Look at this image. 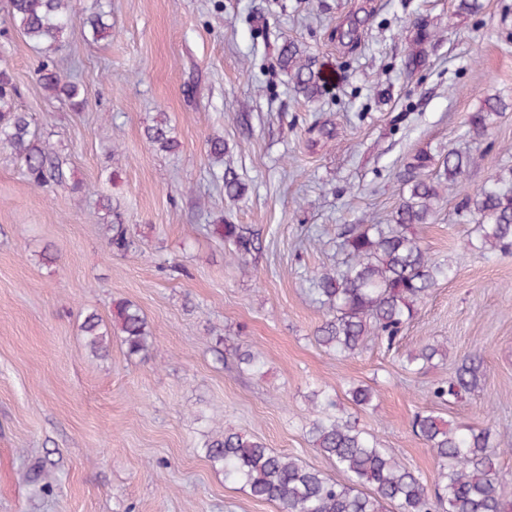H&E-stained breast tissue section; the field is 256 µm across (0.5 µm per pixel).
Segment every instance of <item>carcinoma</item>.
Segmentation results:
<instances>
[{
	"mask_svg": "<svg viewBox=\"0 0 512 512\" xmlns=\"http://www.w3.org/2000/svg\"><path fill=\"white\" fill-rule=\"evenodd\" d=\"M73 11V0H10L5 23L48 54L74 33ZM106 14L105 5L98 3V9L83 19L80 35L93 42L111 38L112 25ZM366 22L365 17L352 20L338 32L339 41L355 47L358 29ZM431 41L428 28L418 26L405 61L407 69L424 63ZM277 61L296 94L308 101L319 97L327 79L314 55L288 41L280 48ZM39 80L49 97L64 100L74 109L85 106L87 97L81 85L64 80L49 64L41 65ZM19 95L10 72L0 67V150L10 151L34 186L60 185L66 181L63 162L37 133L32 116L19 108ZM511 107L499 96L486 98L469 115L468 134L484 136L495 118ZM146 137L161 151L178 147L163 112L147 127ZM207 153L222 161L229 147L223 138L211 137ZM435 161L439 162L437 178H422V171ZM469 165V157L453 151L436 160L430 152L419 150L400 172L402 196L390 223L340 225L344 261L312 279L311 292L326 312L315 331L320 347L336 355H354L370 341L380 340L389 347L398 341L431 289L452 273L451 267L431 256L414 228L433 223L444 200V185L457 186ZM221 179L227 198L244 195L245 185L233 167L226 166ZM504 182L499 177L460 201L462 211L476 220L477 243L487 253L512 249V187L503 186ZM99 206L109 217L112 252L125 254L135 249L126 225L112 215L111 200L102 199ZM209 231L224 240L225 256L232 262L245 263L262 248L259 234L242 224H212ZM82 332L85 347L95 354L106 349L114 335L131 355L151 344L145 316L127 300L113 303L110 325L94 313L87 315ZM447 354L446 346L427 343L407 357L406 367L422 370ZM234 355L238 364L261 369L259 357L250 348L239 344ZM485 382L484 355L476 349L460 359L455 375L434 387L432 394L439 402L458 400L483 390ZM349 395L356 406H368L377 398L376 390L363 384L352 386ZM309 401L313 418L305 425L306 435L345 479L303 465L268 448L259 437L230 427L205 438V457L224 472V481L248 489L257 500L276 503L280 512H384L387 505L396 506L398 512H512L495 465L506 449L493 443L491 428L454 425L433 411L415 414L412 431L437 458V477L430 487L391 449L378 447L375 438L356 422L337 416L336 400L329 390H313Z\"/></svg>",
	"mask_w": 512,
	"mask_h": 512,
	"instance_id": "carcinoma-1",
	"label": "carcinoma"
}]
</instances>
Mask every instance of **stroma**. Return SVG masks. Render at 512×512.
I'll return each mask as SVG.
<instances>
[{"instance_id":"obj_1","label":"stroma","mask_w":512,"mask_h":512,"mask_svg":"<svg viewBox=\"0 0 512 512\" xmlns=\"http://www.w3.org/2000/svg\"><path fill=\"white\" fill-rule=\"evenodd\" d=\"M106 0L112 39L66 38L51 58L87 94L74 110L38 80L44 56L7 30L0 0V64L36 129L67 161L68 183L40 189L0 153V512H279L225 483L205 458L209 431L260 437L328 475L309 442L310 391L326 386L355 419L425 482L434 453L410 428L432 410L458 425H494L512 444V251L469 247L473 218L452 191L417 234L452 267L394 347L329 354L314 339L325 311L310 292L341 261L343 224H384L401 198L398 175L419 149L470 157L468 189L512 171V109L485 136L466 133L490 95L512 101V0ZM368 16L356 48L336 31ZM434 31L424 66L403 61L417 23ZM288 40L315 54L332 82L307 101L277 63ZM166 113L179 148L158 151L145 130ZM220 136L247 187L225 199L206 153ZM120 176L108 180L111 171ZM141 241L113 254L101 197ZM258 230L263 248L229 262L207 224ZM128 300L152 334L131 356L84 346L89 313L112 321ZM260 354L261 371L224 354L225 338ZM428 342L448 359L410 373ZM485 354L483 391L449 404L431 387L460 358ZM378 393L372 406L351 385Z\"/></svg>"}]
</instances>
